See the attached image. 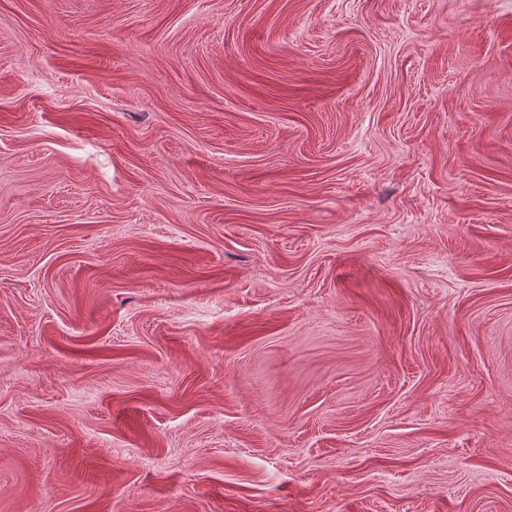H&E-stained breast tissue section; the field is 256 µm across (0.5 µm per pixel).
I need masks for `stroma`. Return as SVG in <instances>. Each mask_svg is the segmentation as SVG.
Instances as JSON below:
<instances>
[{
    "label": "stroma",
    "mask_w": 512,
    "mask_h": 512,
    "mask_svg": "<svg viewBox=\"0 0 512 512\" xmlns=\"http://www.w3.org/2000/svg\"><path fill=\"white\" fill-rule=\"evenodd\" d=\"M0 512H512V0H0Z\"/></svg>",
    "instance_id": "35a3bbf8"
}]
</instances>
